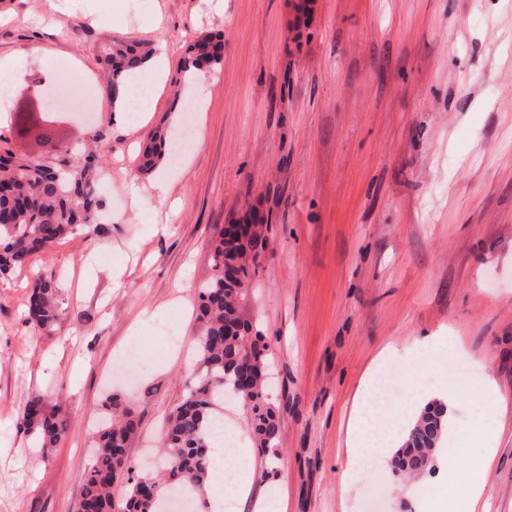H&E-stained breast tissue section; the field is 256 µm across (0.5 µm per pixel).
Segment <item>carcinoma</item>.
I'll use <instances>...</instances> for the list:
<instances>
[{
    "label": "carcinoma",
    "mask_w": 512,
    "mask_h": 512,
    "mask_svg": "<svg viewBox=\"0 0 512 512\" xmlns=\"http://www.w3.org/2000/svg\"><path fill=\"white\" fill-rule=\"evenodd\" d=\"M223 42L218 36L198 38L181 70L212 67L221 63ZM151 48L140 42H114L105 46L99 64L105 91L113 99L128 76L139 72ZM169 129L151 133L142 155V169L150 172L170 162ZM106 135L100 126L89 130L79 149L51 148L50 158L38 162L0 154V277L25 267L31 256L64 237L96 234L103 206L102 174L107 161ZM266 244L261 233L224 234L219 230L211 254V273L198 286L196 313L198 362L186 383L181 403L168 415L161 447L166 470L163 476L138 473L127 455V444L136 436L139 419L134 410L105 413L98 426L93 460L85 475L77 512H113L112 488L124 485L123 512H165L168 493L192 499L204 491L212 467L208 464L210 441L221 438L224 414L220 404L235 396L251 412L253 435L260 452L277 456L281 445L280 414L264 391L267 345L262 333L242 315L240 300L248 291L255 267L242 263L224 269V256L242 260L258 256ZM57 283L39 278L26 304V323L49 330L59 321ZM22 428L44 453L51 452L67 435V412L57 406L47 411L39 395L27 400L21 413ZM448 434V407L429 402L410 425L404 442L391 457L394 474L418 476L427 470L443 438Z\"/></svg>",
    "instance_id": "obj_1"
}]
</instances>
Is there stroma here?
<instances>
[{
    "instance_id": "35a3bbf8",
    "label": "stroma",
    "mask_w": 512,
    "mask_h": 512,
    "mask_svg": "<svg viewBox=\"0 0 512 512\" xmlns=\"http://www.w3.org/2000/svg\"><path fill=\"white\" fill-rule=\"evenodd\" d=\"M205 34L222 36L224 53L193 89L198 144L158 202L141 148L154 127L182 125L179 65ZM116 40L165 46L167 62L144 113L99 96L112 167L104 230L0 279V512H77L98 421L115 405L140 420L132 463L160 469L153 447L193 366L210 241L251 210L271 224L241 306L266 338L282 445L275 460L254 451L247 407L225 404L253 450L237 512L268 493L286 512H448L470 483L483 486L475 512H512V0H0V59L21 74L0 146L39 157L83 141L82 123L48 113L39 80L58 82L63 65L97 78L98 51ZM131 177L149 198L138 212ZM40 277L60 288L51 334L25 321ZM167 323L179 341L165 348ZM450 334L479 367L475 388L496 385L493 449L467 441L479 401L439 361ZM420 344L432 383L378 410L390 418L450 391L458 482L440 453L433 472L393 475L404 423L349 471L368 366L387 346ZM34 394L69 414L47 456L20 425Z\"/></svg>"
}]
</instances>
